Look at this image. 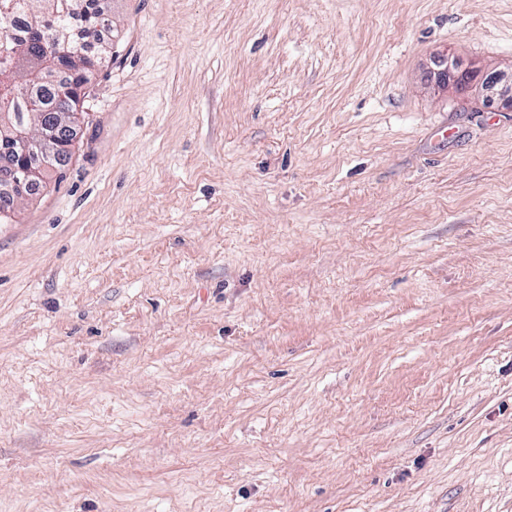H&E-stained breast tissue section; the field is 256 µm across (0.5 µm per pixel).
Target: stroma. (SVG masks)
<instances>
[{"label": "stroma", "mask_w": 512, "mask_h": 512, "mask_svg": "<svg viewBox=\"0 0 512 512\" xmlns=\"http://www.w3.org/2000/svg\"><path fill=\"white\" fill-rule=\"evenodd\" d=\"M101 3L0 220V512H512V0ZM482 89L487 102L498 100L512 103V81L499 74L486 76L482 82Z\"/></svg>", "instance_id": "35a3bbf8"}]
</instances>
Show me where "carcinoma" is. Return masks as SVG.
Listing matches in <instances>:
<instances>
[{
  "instance_id": "carcinoma-1",
  "label": "carcinoma",
  "mask_w": 512,
  "mask_h": 512,
  "mask_svg": "<svg viewBox=\"0 0 512 512\" xmlns=\"http://www.w3.org/2000/svg\"><path fill=\"white\" fill-rule=\"evenodd\" d=\"M99 0H0V36L7 35L6 49L15 58L14 66H0V84L23 82L29 86L25 98L0 107V160L14 153L15 142L7 124L46 121L63 124L76 105L65 88L73 80L77 60L87 48L112 54L110 43L101 40ZM67 45V51L54 59L50 68L43 67V46Z\"/></svg>"
}]
</instances>
